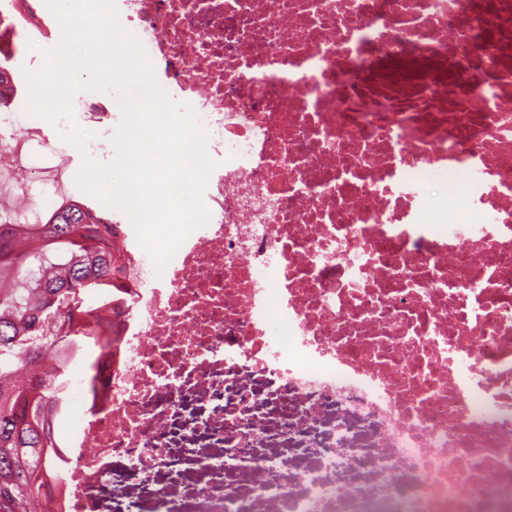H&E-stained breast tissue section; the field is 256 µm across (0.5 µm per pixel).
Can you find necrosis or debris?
Here are the masks:
<instances>
[{
  "label": "necrosis or debris",
  "mask_w": 512,
  "mask_h": 512,
  "mask_svg": "<svg viewBox=\"0 0 512 512\" xmlns=\"http://www.w3.org/2000/svg\"><path fill=\"white\" fill-rule=\"evenodd\" d=\"M483 1L114 0L207 134L210 217L159 273L113 211L125 287L82 307L111 332L57 383L42 512H103L118 469L150 487L128 512H512V0ZM54 20L0 0V93ZM72 109L109 163L118 113ZM69 168L0 110L1 223H44Z\"/></svg>",
  "instance_id": "necrosis-or-debris-1"
}]
</instances>
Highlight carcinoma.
I'll use <instances>...</instances> for the list:
<instances>
[{"label":"carcinoma","mask_w":512,"mask_h":512,"mask_svg":"<svg viewBox=\"0 0 512 512\" xmlns=\"http://www.w3.org/2000/svg\"><path fill=\"white\" fill-rule=\"evenodd\" d=\"M110 238L69 200L44 224L0 223V512H31L56 480L55 373L79 349L84 300L117 287Z\"/></svg>","instance_id":"cac0c4a2"}]
</instances>
